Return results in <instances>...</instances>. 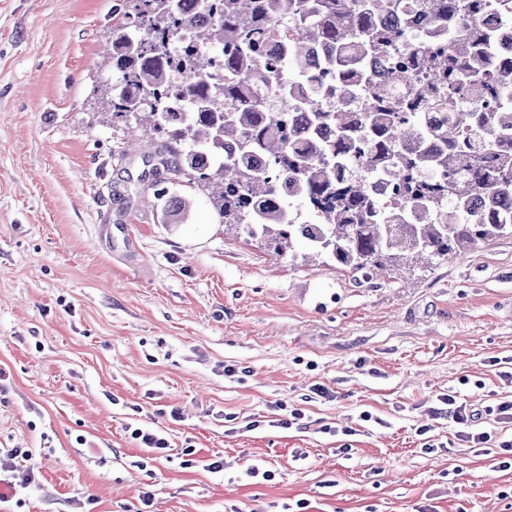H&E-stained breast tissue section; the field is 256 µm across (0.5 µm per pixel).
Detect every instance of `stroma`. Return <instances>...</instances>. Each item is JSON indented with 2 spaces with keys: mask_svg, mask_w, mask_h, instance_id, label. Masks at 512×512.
<instances>
[{
  "mask_svg": "<svg viewBox=\"0 0 512 512\" xmlns=\"http://www.w3.org/2000/svg\"><path fill=\"white\" fill-rule=\"evenodd\" d=\"M115 2L0 0V453L41 461L10 512H139L146 490L151 512H512V470L430 413L512 396V237L360 284L226 229L192 184L163 223L101 95ZM256 461L273 481L242 479ZM130 436L137 442L139 448L151 454H161L163 450L169 448L167 439L156 430L134 428Z\"/></svg>",
  "mask_w": 512,
  "mask_h": 512,
  "instance_id": "35a3bbf8",
  "label": "stroma"
}]
</instances>
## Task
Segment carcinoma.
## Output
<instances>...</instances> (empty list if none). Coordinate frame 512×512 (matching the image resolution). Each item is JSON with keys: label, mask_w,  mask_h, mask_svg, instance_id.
<instances>
[{"label": "carcinoma", "mask_w": 512, "mask_h": 512, "mask_svg": "<svg viewBox=\"0 0 512 512\" xmlns=\"http://www.w3.org/2000/svg\"><path fill=\"white\" fill-rule=\"evenodd\" d=\"M379 0H197L187 12L181 0H121L110 37L118 79L103 88L112 118L147 138L171 177L153 184L154 204L169 217L190 207L174 191L184 174L207 192L221 223L263 239L280 256L296 244L306 255L329 260L369 281L388 266L459 259L476 244L512 236V108L500 112H455L456 100L478 92L497 100L512 90V65L486 66L494 34L479 35L471 14L454 0H420L421 11L437 16L457 9L448 40L454 52L405 53L398 58L402 80L415 70L427 74L430 96L409 88L389 97L369 73L368 62L387 53L402 29L378 17ZM289 15L285 57L265 56L268 24ZM328 41L327 86L305 98L307 80L301 44ZM228 70L240 79L224 81ZM279 83L285 101L299 111L269 112L253 91L260 82ZM354 81L369 89L363 112H326L323 97L343 96ZM423 101L448 111V122L426 133L415 112ZM303 121L305 143L282 132L288 117ZM268 167L254 166L253 158ZM392 177L396 207L389 208L367 186L366 175ZM448 172L442 182L429 175ZM294 192L301 210L317 223L295 224L289 209L273 198L280 184ZM481 196L483 214L456 223H402L409 208L457 215Z\"/></svg>", "instance_id": "obj_1"}]
</instances>
